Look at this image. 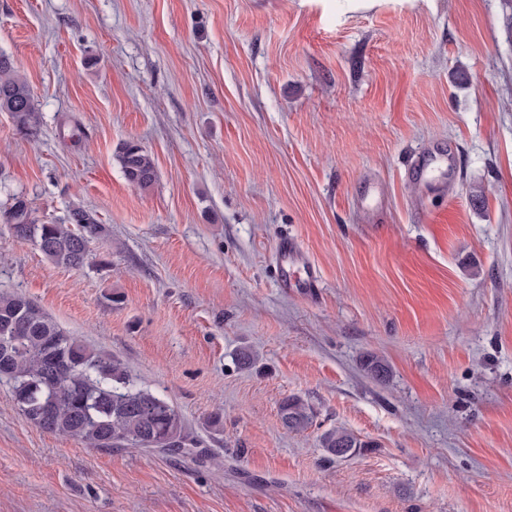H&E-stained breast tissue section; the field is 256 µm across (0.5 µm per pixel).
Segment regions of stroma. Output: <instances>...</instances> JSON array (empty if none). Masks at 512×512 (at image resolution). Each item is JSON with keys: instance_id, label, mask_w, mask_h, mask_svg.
I'll use <instances>...</instances> for the list:
<instances>
[{"instance_id": "obj_1", "label": "stroma", "mask_w": 512, "mask_h": 512, "mask_svg": "<svg viewBox=\"0 0 512 512\" xmlns=\"http://www.w3.org/2000/svg\"><path fill=\"white\" fill-rule=\"evenodd\" d=\"M1 52L40 124L0 112V212L80 204L109 235L65 269L0 225V292L121 359L201 451L86 447L1 383L0 512H512V0H0ZM283 237L316 300L279 288ZM338 426L367 448L326 459ZM116 157L131 186L144 192L152 189L157 180L155 160L138 141L130 139L121 143ZM279 411L283 426L291 432L307 429L315 418L313 408L300 397L284 399Z\"/></svg>"}]
</instances>
